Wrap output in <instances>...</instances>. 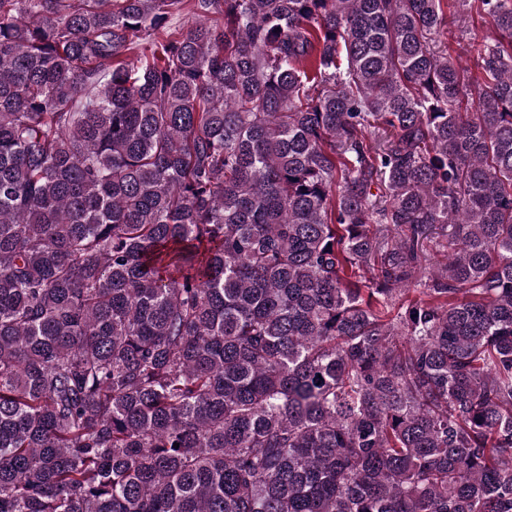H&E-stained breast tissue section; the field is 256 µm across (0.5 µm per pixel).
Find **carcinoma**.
Here are the masks:
<instances>
[{"label":"carcinoma","mask_w":512,"mask_h":512,"mask_svg":"<svg viewBox=\"0 0 512 512\" xmlns=\"http://www.w3.org/2000/svg\"><path fill=\"white\" fill-rule=\"evenodd\" d=\"M444 2L0 0V512H512V0L470 76Z\"/></svg>","instance_id":"1"}]
</instances>
